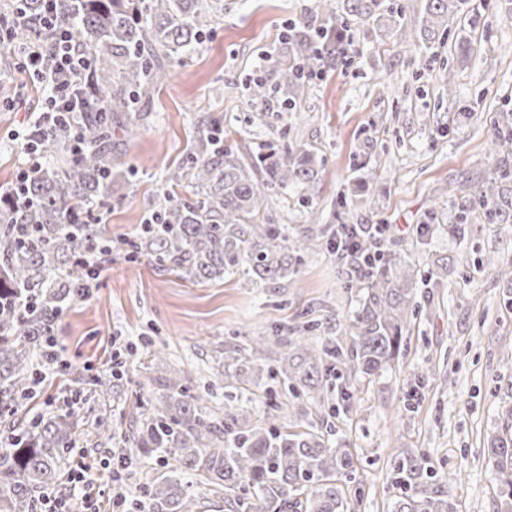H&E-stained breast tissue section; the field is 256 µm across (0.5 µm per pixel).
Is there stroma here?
I'll return each instance as SVG.
<instances>
[{
	"label": "stroma",
	"mask_w": 512,
	"mask_h": 512,
	"mask_svg": "<svg viewBox=\"0 0 512 512\" xmlns=\"http://www.w3.org/2000/svg\"><path fill=\"white\" fill-rule=\"evenodd\" d=\"M213 28L156 90L147 119L123 138L124 166L115 178L100 222L112 239V263L92 296L65 309L56 322L59 357L67 365L18 413L29 420L55 411L60 388L77 391L76 445L111 458L130 447L144 374L190 371L191 392L213 390L223 407L224 352L249 337L298 335L318 323L319 335L348 338L358 305L338 277L326 243L304 256L294 281L251 283L245 274L196 284L163 270L131 243L163 201L167 175L194 147L205 123L220 126L225 143L242 156L261 144H301L320 163L308 200L293 190L270 195L258 218L284 224L289 237L320 233L324 225L382 224L384 254L406 260L417 280L420 310L403 331L402 352L382 375L351 385L354 412L317 408L329 445H349L357 462L347 483L351 512H388L399 492L394 467L416 450L437 473L458 468L450 494L458 512H494L498 479L487 437L512 407V297L491 257L512 261V225L473 220L465 238L440 231L412 249L415 228L429 210L441 220L454 211V193L481 185L492 171L487 144L505 103L512 101V16L497 0H470L463 26L466 52L454 38L421 46L425 0H413L403 24L382 38L357 31L351 58L314 68L311 89L295 107L252 100L246 88L261 76L281 37L320 11L319 0H222ZM0 53V185L15 182L26 166L24 119L41 112L46 86ZM452 66L455 89L437 76ZM226 89L214 96L216 86ZM374 176L361 188L359 165ZM353 199L343 207L342 198ZM450 257L448 276L433 282L434 260ZM136 353L111 393L92 392L80 376L110 374L105 358L113 337ZM165 342L167 362H151L148 341ZM107 412L112 428L100 434L95 418Z\"/></svg>",
	"instance_id": "obj_1"
}]
</instances>
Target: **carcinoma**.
Segmentation results:
<instances>
[{
	"label": "carcinoma",
	"mask_w": 512,
	"mask_h": 512,
	"mask_svg": "<svg viewBox=\"0 0 512 512\" xmlns=\"http://www.w3.org/2000/svg\"><path fill=\"white\" fill-rule=\"evenodd\" d=\"M220 0H55L56 24L70 31L87 55L83 78L70 86L85 102L74 126L65 117L44 129L56 162L42 165L27 185V201L0 207V414L17 409L32 395L34 350L55 335V324L78 301L77 288L88 279L92 251H112V238L92 222L91 211L109 197L112 176L123 161L112 151L117 132L135 131L146 104L174 66L209 33ZM467 0H426L421 38L433 43L465 18ZM408 4L400 0H344L338 12L321 4L314 25L283 36L282 53L267 60L278 76L275 86L256 78L252 97L267 100L281 93L292 106L308 92L305 68L334 65L352 42L351 23L363 25L382 16L398 24ZM7 22L9 41L29 44L35 31ZM493 175L476 190L459 187L456 224L479 218L486 224H512V107L503 106L501 123L489 145ZM314 154L302 145L267 142L246 161L224 144L220 130L208 126L196 148L168 174V184L191 188L184 198L168 194L132 242L137 253L163 269L180 271L192 281L222 280L243 270L254 281L294 280L297 264L313 250L316 238L288 239L280 224H259L256 217L272 191L316 182ZM430 211L418 225L412 248L437 230ZM336 237L348 241L338 252L346 287L358 290L360 305L346 343L334 336H257L224 353V382L237 400H252L244 377L268 371L280 378L285 399L272 408L291 426L267 421L242 405L210 411L212 392L191 394L182 371L166 381L160 395L139 403V429L128 453H160L168 470L143 486L150 512H201V501L181 479L193 472L224 492V512H347L342 478L355 471L353 455L327 445L316 432L309 406L321 407L335 389L334 362L345 363L340 386L346 411H352L350 381L374 376L398 357L402 328L416 316L415 285L401 259L383 258L374 232L363 224H340ZM271 350L272 365L258 357ZM75 422L70 414L40 415L12 434L0 448V512H35V494L59 485L60 463L71 448ZM498 474L497 512H512V408L487 438ZM461 472L441 476L424 470L420 458L406 453L397 464L402 493L390 512H457L448 496Z\"/></svg>",
	"instance_id": "carcinoma-1"
}]
</instances>
